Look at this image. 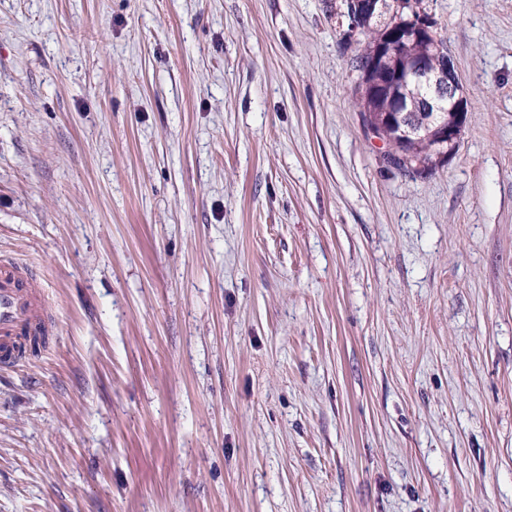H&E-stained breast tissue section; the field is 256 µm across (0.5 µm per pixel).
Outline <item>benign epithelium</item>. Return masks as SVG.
<instances>
[{
    "label": "benign epithelium",
    "mask_w": 512,
    "mask_h": 512,
    "mask_svg": "<svg viewBox=\"0 0 512 512\" xmlns=\"http://www.w3.org/2000/svg\"><path fill=\"white\" fill-rule=\"evenodd\" d=\"M364 10L387 24L405 5L404 0H362ZM434 22L424 14L414 15L406 27V38L422 44L413 55L399 56L394 44L383 42L375 50V60L395 72L387 95H378L382 106L376 120L379 124L399 121L406 134L422 136L432 142L433 152L448 156L459 140L467 102L460 95V83L454 62L433 34ZM433 57L442 58L437 67L428 66Z\"/></svg>",
    "instance_id": "7a95c632"
}]
</instances>
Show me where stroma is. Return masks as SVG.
<instances>
[{"label": "stroma", "mask_w": 512, "mask_h": 512, "mask_svg": "<svg viewBox=\"0 0 512 512\" xmlns=\"http://www.w3.org/2000/svg\"><path fill=\"white\" fill-rule=\"evenodd\" d=\"M340 0H0V512H512V0H423L468 112L405 175ZM31 288H36L22 270L8 261L0 263V345L11 344L19 334L32 329L40 316Z\"/></svg>", "instance_id": "1"}]
</instances>
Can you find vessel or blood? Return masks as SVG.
<instances>
[{"label": "vessel or blood", "mask_w": 512, "mask_h": 512, "mask_svg": "<svg viewBox=\"0 0 512 512\" xmlns=\"http://www.w3.org/2000/svg\"><path fill=\"white\" fill-rule=\"evenodd\" d=\"M40 310L32 296V284L11 262L0 263V345H8L30 330Z\"/></svg>", "instance_id": "1"}]
</instances>
